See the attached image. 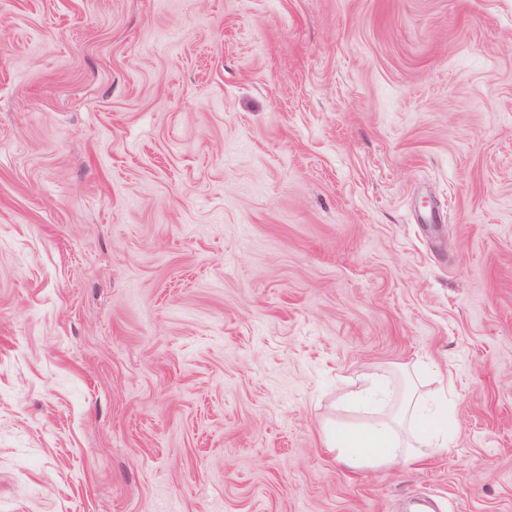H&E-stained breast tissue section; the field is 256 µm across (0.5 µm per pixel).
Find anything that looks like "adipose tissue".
I'll return each mask as SVG.
<instances>
[{"mask_svg":"<svg viewBox=\"0 0 512 512\" xmlns=\"http://www.w3.org/2000/svg\"><path fill=\"white\" fill-rule=\"evenodd\" d=\"M344 399L359 419L328 424L323 444L351 472L407 465L448 444L452 418L446 391L433 393L415 382L403 389L376 371Z\"/></svg>","mask_w":512,"mask_h":512,"instance_id":"1","label":"adipose tissue"}]
</instances>
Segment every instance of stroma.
I'll use <instances>...</instances> for the list:
<instances>
[{
	"mask_svg": "<svg viewBox=\"0 0 512 512\" xmlns=\"http://www.w3.org/2000/svg\"><path fill=\"white\" fill-rule=\"evenodd\" d=\"M447 448L352 473L346 386ZM512 512V0H0V512ZM415 381L401 389L383 372H370L343 399L359 414L323 430V444L347 470L394 468L446 448L452 428L448 394L423 390Z\"/></svg>",
	"mask_w": 512,
	"mask_h": 512,
	"instance_id": "35a3bbf8",
	"label": "stroma"
}]
</instances>
